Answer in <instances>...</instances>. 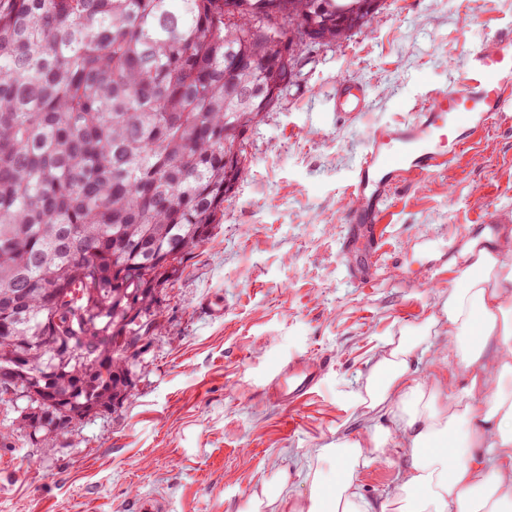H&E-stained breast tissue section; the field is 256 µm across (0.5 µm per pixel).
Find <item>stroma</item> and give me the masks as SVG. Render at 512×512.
Wrapping results in <instances>:
<instances>
[{"mask_svg": "<svg viewBox=\"0 0 512 512\" xmlns=\"http://www.w3.org/2000/svg\"><path fill=\"white\" fill-rule=\"evenodd\" d=\"M512 31V0H385L349 40L303 48L280 105L247 133L246 177L212 235L162 295L165 323L133 372V397L76 425L55 450L0 447V512H250L288 472L330 471L316 448L369 425L356 404L374 357L436 316L489 213L512 211V124L502 122L445 171L394 189L371 280L341 249L348 187L370 130L412 118L463 79L467 49ZM365 89L357 116L334 109L339 81ZM222 308V316L209 306ZM296 356L326 358L315 395L296 408L265 391ZM404 458L360 472L386 501Z\"/></svg>", "mask_w": 512, "mask_h": 512, "instance_id": "1", "label": "stroma"}]
</instances>
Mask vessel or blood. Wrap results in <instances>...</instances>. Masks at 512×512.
Returning a JSON list of instances; mask_svg holds the SVG:
<instances>
[{
	"label": "vessel or blood",
	"mask_w": 512,
	"mask_h": 512,
	"mask_svg": "<svg viewBox=\"0 0 512 512\" xmlns=\"http://www.w3.org/2000/svg\"><path fill=\"white\" fill-rule=\"evenodd\" d=\"M461 83L432 95L415 118L387 123L367 137L350 185L344 246L367 245L362 268L372 270L381 250L377 225L387 218L392 190L446 169L494 122L512 120V33H499L470 50ZM367 106L363 86L344 80L336 87V109L357 114ZM324 371L322 360L300 358L279 366L271 395L284 406L313 394Z\"/></svg>",
	"instance_id": "obj_1"
}]
</instances>
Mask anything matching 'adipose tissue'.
Masks as SVG:
<instances>
[{
    "label": "adipose tissue",
    "mask_w": 512,
    "mask_h": 512,
    "mask_svg": "<svg viewBox=\"0 0 512 512\" xmlns=\"http://www.w3.org/2000/svg\"><path fill=\"white\" fill-rule=\"evenodd\" d=\"M462 255L439 317L391 340L357 395L364 415L389 416L391 427L319 448L336 478L310 475L308 499L288 502L289 512H378L356 477L392 448L405 458L386 502L392 512H512V225L468 241ZM438 324L448 327L444 350L430 339ZM415 361L425 375L411 374Z\"/></svg>",
    "instance_id": "adipose-tissue-1"
}]
</instances>
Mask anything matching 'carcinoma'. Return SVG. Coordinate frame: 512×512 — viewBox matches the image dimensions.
Listing matches in <instances>:
<instances>
[{"label":"carcinoma","mask_w":512,"mask_h":512,"mask_svg":"<svg viewBox=\"0 0 512 512\" xmlns=\"http://www.w3.org/2000/svg\"><path fill=\"white\" fill-rule=\"evenodd\" d=\"M384 0H0V405L53 448L134 396L109 336L155 304L246 175V133L287 89L294 11L340 43ZM84 290L70 307L48 304ZM27 392L17 402L8 389Z\"/></svg>","instance_id":"cac0c4a2"}]
</instances>
